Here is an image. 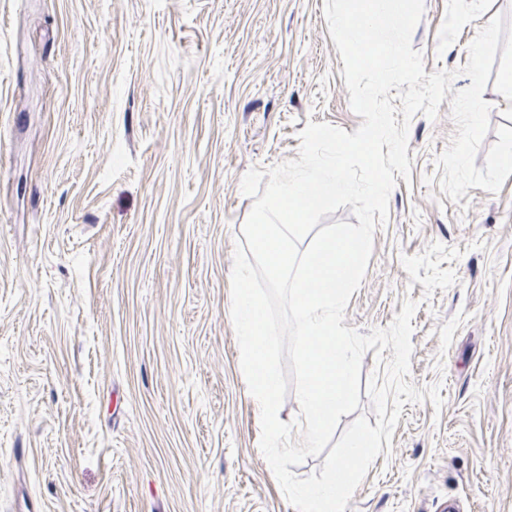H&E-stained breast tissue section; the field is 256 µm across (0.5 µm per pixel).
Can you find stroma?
<instances>
[{"label": "stroma", "instance_id": "1", "mask_svg": "<svg viewBox=\"0 0 512 512\" xmlns=\"http://www.w3.org/2000/svg\"><path fill=\"white\" fill-rule=\"evenodd\" d=\"M324 0H0V512H296L259 442L233 328L250 169L307 122L354 133ZM459 20L449 24V12ZM512 0H425V73ZM484 168L512 102L482 95ZM449 101L409 127L344 327L405 300L404 405L346 512H512V175L441 192Z\"/></svg>", "mask_w": 512, "mask_h": 512}]
</instances>
